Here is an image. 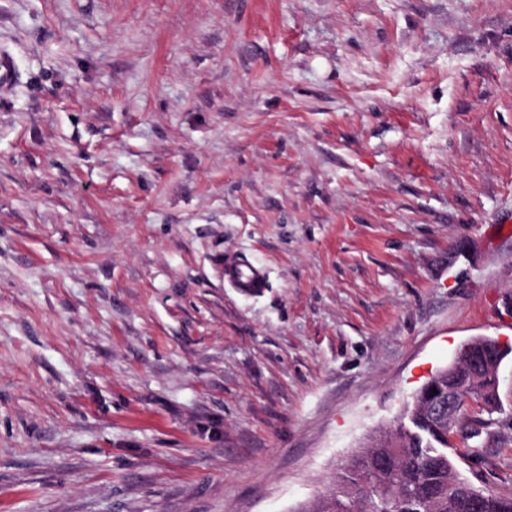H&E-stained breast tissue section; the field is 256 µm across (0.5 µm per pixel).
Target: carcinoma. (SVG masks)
<instances>
[{
	"label": "carcinoma",
	"mask_w": 512,
	"mask_h": 512,
	"mask_svg": "<svg viewBox=\"0 0 512 512\" xmlns=\"http://www.w3.org/2000/svg\"><path fill=\"white\" fill-rule=\"evenodd\" d=\"M435 389L453 385L475 400H497L492 379L464 370L457 376L433 375ZM418 390L404 409L409 424L364 446L341 467L334 489L317 512H460L459 500L475 490L451 453L448 428L418 404ZM482 512H512V495L485 493Z\"/></svg>",
	"instance_id": "obj_1"
}]
</instances>
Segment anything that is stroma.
<instances>
[{
  "instance_id": "35a3bbf8",
  "label": "stroma",
  "mask_w": 512,
  "mask_h": 512,
  "mask_svg": "<svg viewBox=\"0 0 512 512\" xmlns=\"http://www.w3.org/2000/svg\"><path fill=\"white\" fill-rule=\"evenodd\" d=\"M3 51L0 512H299L512 343V0H0ZM267 272L262 266L250 263L224 265V280L233 288H243L251 292L266 288ZM494 339L491 344H485L476 339H470L464 350L455 354L452 363H462L472 372L480 373L485 371L497 373L502 362L503 353L510 349L508 343Z\"/></svg>"
}]
</instances>
